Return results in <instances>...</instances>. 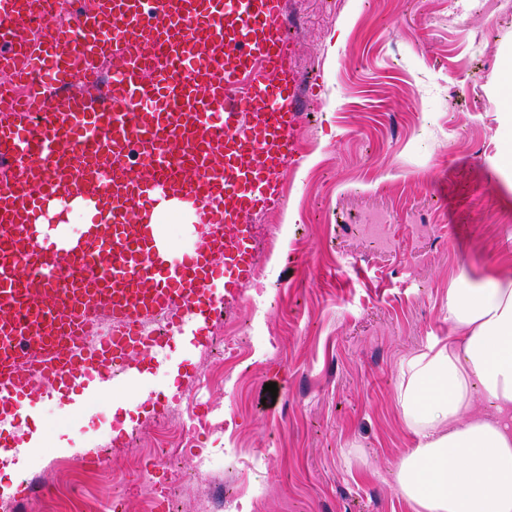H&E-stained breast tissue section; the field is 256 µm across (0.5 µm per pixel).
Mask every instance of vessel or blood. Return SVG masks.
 I'll use <instances>...</instances> for the list:
<instances>
[{
	"mask_svg": "<svg viewBox=\"0 0 512 512\" xmlns=\"http://www.w3.org/2000/svg\"><path fill=\"white\" fill-rule=\"evenodd\" d=\"M70 12L28 50L23 0H0V418L30 404V375L58 391L136 378L257 273L248 215L277 208V176L297 152L294 48L282 0H101ZM138 45L99 84L109 43ZM45 70L43 86L27 69ZM109 194L112 221L72 237L38 225L51 199ZM210 201L199 240L168 260L160 229L134 221L159 197ZM111 314L89 337L78 313ZM163 314L166 337L143 319Z\"/></svg>",
	"mask_w": 512,
	"mask_h": 512,
	"instance_id": "obj_1",
	"label": "vessel or blood"
}]
</instances>
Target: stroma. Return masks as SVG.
<instances>
[{
  "label": "stroma",
  "instance_id": "obj_1",
  "mask_svg": "<svg viewBox=\"0 0 512 512\" xmlns=\"http://www.w3.org/2000/svg\"><path fill=\"white\" fill-rule=\"evenodd\" d=\"M301 148L281 209L251 218L260 270L201 340L145 359L139 385L38 390L0 469V512H414L405 361L449 338L448 288L512 274V0H285ZM276 383L269 394L264 386ZM99 451L101 465L81 458ZM163 461L161 471L150 462Z\"/></svg>",
  "mask_w": 512,
  "mask_h": 512
}]
</instances>
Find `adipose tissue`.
Wrapping results in <instances>:
<instances>
[{
  "label": "adipose tissue",
  "mask_w": 512,
  "mask_h": 512,
  "mask_svg": "<svg viewBox=\"0 0 512 512\" xmlns=\"http://www.w3.org/2000/svg\"><path fill=\"white\" fill-rule=\"evenodd\" d=\"M451 340L401 371L397 401L417 440L394 472L415 512H512V276L448 290ZM482 389L489 411L472 414Z\"/></svg>",
  "instance_id": "ef3b65f1"
}]
</instances>
